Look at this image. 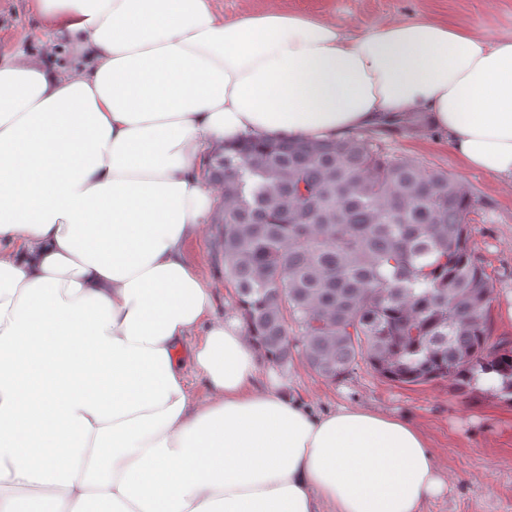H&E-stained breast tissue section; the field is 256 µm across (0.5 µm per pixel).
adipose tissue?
Masks as SVG:
<instances>
[{
	"label": "adipose tissue",
	"mask_w": 512,
	"mask_h": 512,
	"mask_svg": "<svg viewBox=\"0 0 512 512\" xmlns=\"http://www.w3.org/2000/svg\"><path fill=\"white\" fill-rule=\"evenodd\" d=\"M68 71L0 55V512H423L426 437L262 379L187 246L243 137L410 114L512 180V39L416 17L347 35L212 0H32Z\"/></svg>",
	"instance_id": "1"
}]
</instances>
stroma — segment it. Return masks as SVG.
<instances>
[{
  "instance_id": "stroma-1",
  "label": "stroma",
  "mask_w": 512,
  "mask_h": 512,
  "mask_svg": "<svg viewBox=\"0 0 512 512\" xmlns=\"http://www.w3.org/2000/svg\"><path fill=\"white\" fill-rule=\"evenodd\" d=\"M225 18L262 8L304 12L335 21L348 34L411 17L460 25L488 40L512 38V0H213ZM41 22L30 0H0V53L17 49L64 68L67 47H51L38 36ZM396 157L448 171L468 184L476 205L469 216L470 242L494 288V339H512V182L465 169L442 137L401 134L386 141ZM222 225L207 224L189 243L190 261L216 288V315L238 317L236 295L224 278L218 246ZM262 374L286 383L295 399L316 413L341 406L367 408L405 420L428 438L444 487L424 512H512V403L479 391L460 396L448 381L402 386L363 366L328 381L301 359L275 368L261 362Z\"/></svg>"
}]
</instances>
